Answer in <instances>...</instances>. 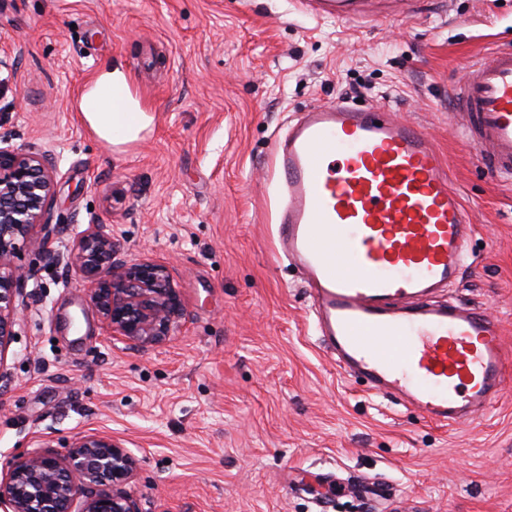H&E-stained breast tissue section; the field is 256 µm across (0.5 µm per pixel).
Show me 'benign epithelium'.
<instances>
[{
	"label": "benign epithelium",
	"instance_id": "obj_1",
	"mask_svg": "<svg viewBox=\"0 0 512 512\" xmlns=\"http://www.w3.org/2000/svg\"><path fill=\"white\" fill-rule=\"evenodd\" d=\"M55 167L45 153L0 146V362L15 336L24 287L33 269L15 263L22 249L55 252L52 234L35 235L52 221ZM71 274L111 336L139 346L163 342L179 328L183 307L169 266L155 260H116L106 224H90L70 247ZM132 455L110 435H83L69 453L35 450L10 463L0 479V512H138L126 490ZM112 485V492L93 487Z\"/></svg>",
	"mask_w": 512,
	"mask_h": 512
}]
</instances>
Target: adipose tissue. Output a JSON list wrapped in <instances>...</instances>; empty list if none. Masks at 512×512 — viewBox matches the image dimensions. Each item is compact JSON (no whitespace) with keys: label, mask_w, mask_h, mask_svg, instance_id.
<instances>
[{"label":"adipose tissue","mask_w":512,"mask_h":512,"mask_svg":"<svg viewBox=\"0 0 512 512\" xmlns=\"http://www.w3.org/2000/svg\"><path fill=\"white\" fill-rule=\"evenodd\" d=\"M109 87L120 91L126 90L127 80L121 70H113L110 77L99 80L95 87L84 96L81 107L86 119L102 137L115 141L136 139L148 125L149 118L145 113L139 111L131 117L124 112L108 114L96 110L97 98Z\"/></svg>","instance_id":"obj_1"}]
</instances>
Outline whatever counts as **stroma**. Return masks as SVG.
Wrapping results in <instances>:
<instances>
[{"label":"stroma","mask_w":512,"mask_h":512,"mask_svg":"<svg viewBox=\"0 0 512 512\" xmlns=\"http://www.w3.org/2000/svg\"><path fill=\"white\" fill-rule=\"evenodd\" d=\"M512 45V0H427L382 24L295 0H0V136L50 154L58 261L34 268L0 368V472L39 448L112 436L140 512H512V385L441 427L340 375L299 273L275 252L270 147L311 106L376 104L423 127L472 219L449 288L512 347V179L462 134L451 91ZM121 69L151 118L101 139L80 91ZM108 224L126 260L168 262L182 327L143 348L107 335L68 270Z\"/></svg>","instance_id":"35a3bbf8"}]
</instances>
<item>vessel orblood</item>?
<instances>
[{"mask_svg":"<svg viewBox=\"0 0 512 512\" xmlns=\"http://www.w3.org/2000/svg\"><path fill=\"white\" fill-rule=\"evenodd\" d=\"M316 16L386 22L422 0H298ZM489 171L512 177V47L453 89ZM277 252L302 273L339 374L441 425L473 422L512 382L497 320L436 293L468 258L473 225L428 134L369 104L309 108L271 145Z\"/></svg>","mask_w":512,"mask_h":512,"instance_id":"b4317fda","label":"vessel or blood"}]
</instances>
